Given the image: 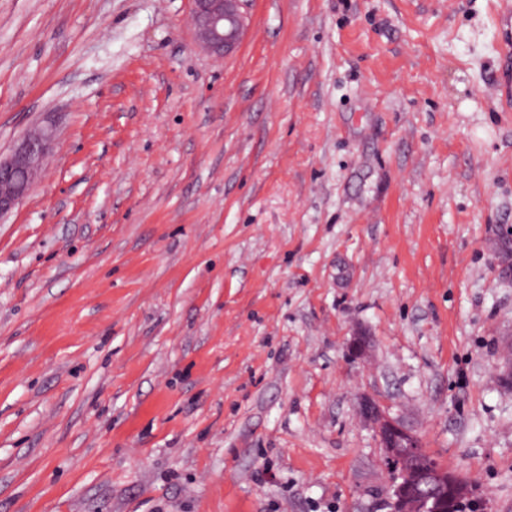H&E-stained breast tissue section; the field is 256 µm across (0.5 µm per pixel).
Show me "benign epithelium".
Instances as JSON below:
<instances>
[{
	"label": "benign epithelium",
	"mask_w": 512,
	"mask_h": 512,
	"mask_svg": "<svg viewBox=\"0 0 512 512\" xmlns=\"http://www.w3.org/2000/svg\"><path fill=\"white\" fill-rule=\"evenodd\" d=\"M249 0H192L195 39L207 54L232 53L245 30ZM53 139L50 128H40L21 138L6 157H0V216L18 206L30 193ZM363 413L377 423L381 447L393 465L389 512H456L465 504H487L479 488L428 458L419 436L399 421L380 413L370 401Z\"/></svg>",
	"instance_id": "benign-epithelium-1"
}]
</instances>
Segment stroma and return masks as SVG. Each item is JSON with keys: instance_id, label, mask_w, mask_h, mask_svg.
<instances>
[{"instance_id": "35a3bbf8", "label": "stroma", "mask_w": 512, "mask_h": 512, "mask_svg": "<svg viewBox=\"0 0 512 512\" xmlns=\"http://www.w3.org/2000/svg\"><path fill=\"white\" fill-rule=\"evenodd\" d=\"M496 0H0V512H387L373 401L512 512ZM249 0H192L195 39L207 54L226 57L232 53L245 30ZM53 139L51 128L22 137L7 157H0V216L30 193Z\"/></svg>"}]
</instances>
